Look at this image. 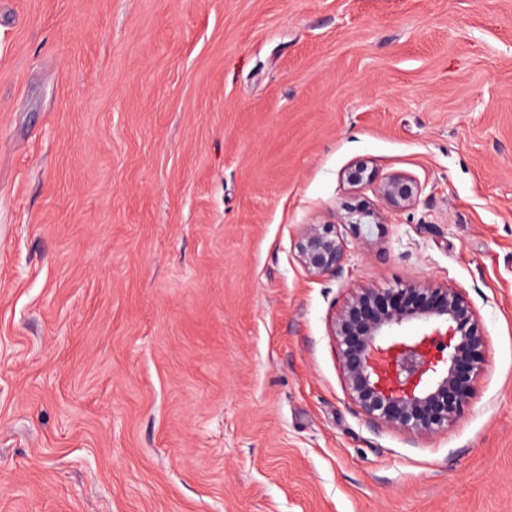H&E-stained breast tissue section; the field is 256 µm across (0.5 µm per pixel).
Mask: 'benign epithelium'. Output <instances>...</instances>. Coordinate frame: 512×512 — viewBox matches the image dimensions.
<instances>
[{
	"label": "benign epithelium",
	"instance_id": "1",
	"mask_svg": "<svg viewBox=\"0 0 512 512\" xmlns=\"http://www.w3.org/2000/svg\"><path fill=\"white\" fill-rule=\"evenodd\" d=\"M343 176L353 187L376 184L384 202L382 208L364 201L346 206L339 222L353 225L359 238L387 223L391 213L413 206L422 193L402 173L374 182L363 162L351 164ZM346 248L334 224H304L295 240L297 260L312 276L342 273ZM412 322L422 333L398 339ZM330 335L349 399L378 431L432 436L448 429L468 409L483 372L485 327L461 288L409 282L387 291L362 290L333 313Z\"/></svg>",
	"mask_w": 512,
	"mask_h": 512
}]
</instances>
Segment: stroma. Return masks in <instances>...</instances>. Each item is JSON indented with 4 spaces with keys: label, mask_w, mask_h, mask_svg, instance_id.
Segmentation results:
<instances>
[{
    "label": "stroma",
    "mask_w": 512,
    "mask_h": 512,
    "mask_svg": "<svg viewBox=\"0 0 512 512\" xmlns=\"http://www.w3.org/2000/svg\"><path fill=\"white\" fill-rule=\"evenodd\" d=\"M355 162L422 187L365 239ZM409 281L487 334L433 436L329 334ZM0 512H512V0H0ZM346 248L332 224H304L295 240L297 260L311 276L342 273Z\"/></svg>",
    "instance_id": "stroma-1"
}]
</instances>
